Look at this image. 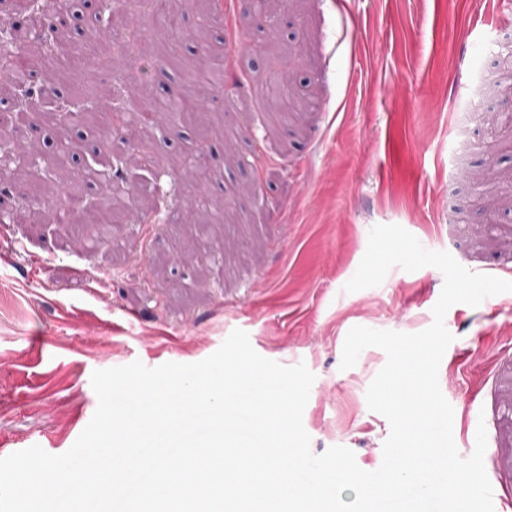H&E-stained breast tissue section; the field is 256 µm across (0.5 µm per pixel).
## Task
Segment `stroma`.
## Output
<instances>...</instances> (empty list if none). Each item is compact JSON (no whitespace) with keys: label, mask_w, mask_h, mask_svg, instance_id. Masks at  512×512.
Listing matches in <instances>:
<instances>
[{"label":"stroma","mask_w":512,"mask_h":512,"mask_svg":"<svg viewBox=\"0 0 512 512\" xmlns=\"http://www.w3.org/2000/svg\"><path fill=\"white\" fill-rule=\"evenodd\" d=\"M268 40L247 0H187L181 42L149 31L145 56L123 66H65L57 86L85 112L59 129L43 113L13 130L29 147L25 176L0 190V442L59 455L98 399L94 371L154 368L212 355L233 330L253 349L314 374L303 424L314 454L351 449L382 463L388 420L366 391L386 362L364 349L341 369L352 327L416 333L433 322L444 284L431 266L392 268L376 287L345 292L373 226L396 224L467 270L512 281V93L490 86L467 134L452 127L474 91L472 69L503 33L499 0H288ZM224 54V88L202 112L165 124L152 146L148 199L115 215L111 246L89 251L87 225L20 221L41 196L47 158L68 149L80 172L99 141L103 95L152 84L131 110L191 86L209 53ZM288 62L293 104L271 99L257 52ZM204 148L205 197L224 202L211 234L185 223L171 160ZM453 340L438 370L453 426L485 424L493 505L512 498V292L453 305Z\"/></svg>","instance_id":"35a3bbf8"}]
</instances>
